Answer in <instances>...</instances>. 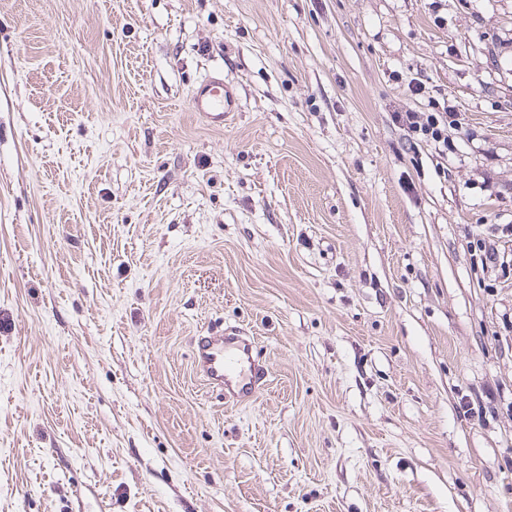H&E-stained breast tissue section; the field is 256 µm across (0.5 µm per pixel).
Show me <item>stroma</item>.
<instances>
[{
	"label": "stroma",
	"mask_w": 512,
	"mask_h": 512,
	"mask_svg": "<svg viewBox=\"0 0 512 512\" xmlns=\"http://www.w3.org/2000/svg\"><path fill=\"white\" fill-rule=\"evenodd\" d=\"M506 224L512 0H0V512H512ZM238 101L236 89L224 83L221 74H210L193 90L191 108L209 125L223 128L226 115L237 111ZM444 112H429L425 118L418 115L417 112H406L401 116L403 123L408 129L421 134L424 138L432 140L435 143L441 144L445 150H448V134L447 131L448 121L442 115ZM196 367L208 384L223 388L235 383L242 397H250L255 391L250 382H246L245 359L248 353L245 347L224 343V336H200L195 345Z\"/></svg>",
	"instance_id": "stroma-1"
}]
</instances>
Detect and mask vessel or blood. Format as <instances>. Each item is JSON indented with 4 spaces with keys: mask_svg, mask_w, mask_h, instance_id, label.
I'll use <instances>...</instances> for the list:
<instances>
[{
    "mask_svg": "<svg viewBox=\"0 0 512 512\" xmlns=\"http://www.w3.org/2000/svg\"><path fill=\"white\" fill-rule=\"evenodd\" d=\"M191 108L209 125L220 128L227 114L237 111L238 94L222 75L211 74L195 87ZM195 351L196 367L208 384L219 388L233 384L242 396H252L253 389L245 376L246 349L225 344L220 337L201 336Z\"/></svg>",
    "mask_w": 512,
    "mask_h": 512,
    "instance_id": "1",
    "label": "vessel or blood"
}]
</instances>
